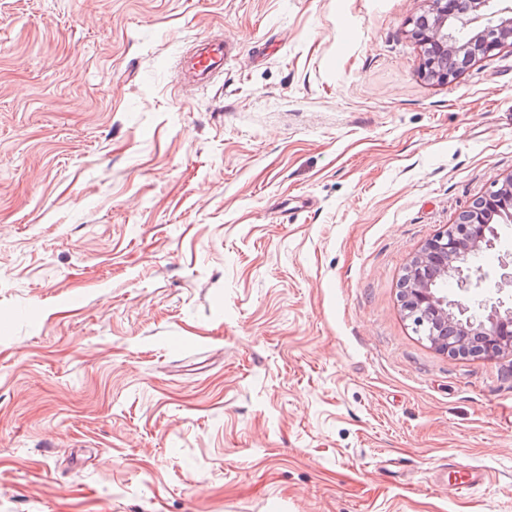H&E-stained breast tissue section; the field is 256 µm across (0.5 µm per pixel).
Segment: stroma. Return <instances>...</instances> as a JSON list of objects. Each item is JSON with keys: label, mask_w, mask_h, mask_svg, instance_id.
Masks as SVG:
<instances>
[{"label": "stroma", "mask_w": 512, "mask_h": 512, "mask_svg": "<svg viewBox=\"0 0 512 512\" xmlns=\"http://www.w3.org/2000/svg\"><path fill=\"white\" fill-rule=\"evenodd\" d=\"M426 8L0 0V512H512V352L400 298L512 175V47L425 78ZM224 42L219 39H202L190 54L180 58L179 65L190 78L184 87L209 83L218 75H224Z\"/></svg>", "instance_id": "stroma-1"}]
</instances>
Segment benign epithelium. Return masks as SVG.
I'll list each match as a JSON object with an SVG mask.
<instances>
[{"mask_svg":"<svg viewBox=\"0 0 512 512\" xmlns=\"http://www.w3.org/2000/svg\"><path fill=\"white\" fill-rule=\"evenodd\" d=\"M412 35L425 47L422 73L448 81L512 38V0H427ZM512 176L432 239L408 270L406 316L415 332L451 356L512 352ZM502 252L501 272L473 268L471 255ZM444 275L456 292L434 287Z\"/></svg>","mask_w":512,"mask_h":512,"instance_id":"obj_1","label":"benign epithelium"}]
</instances>
